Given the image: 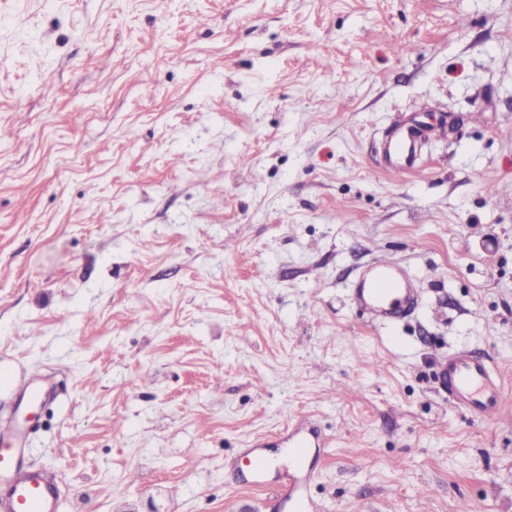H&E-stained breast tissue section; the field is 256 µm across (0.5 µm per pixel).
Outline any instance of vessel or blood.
<instances>
[{
	"label": "vessel or blood",
	"instance_id": "obj_1",
	"mask_svg": "<svg viewBox=\"0 0 512 512\" xmlns=\"http://www.w3.org/2000/svg\"><path fill=\"white\" fill-rule=\"evenodd\" d=\"M416 140L406 130H396L387 143V154L395 164H412ZM353 296L369 319L396 323L420 305V297L411 277L391 260L376 262L360 275ZM438 378L448 392L449 403L472 419L493 423L512 410V389L498 379L492 363L473 357L463 350L445 358ZM32 425H15L0 434V512H62L58 485L26 461V444ZM314 429L302 431L293 442L297 461L288 477L268 481L269 463L256 450H249L248 463L257 487L270 491L277 499L291 502L296 512H305L303 487L309 477L303 466L307 449L319 447Z\"/></svg>",
	"mask_w": 512,
	"mask_h": 512
}]
</instances>
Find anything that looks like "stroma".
<instances>
[{
    "label": "stroma",
    "mask_w": 512,
    "mask_h": 512,
    "mask_svg": "<svg viewBox=\"0 0 512 512\" xmlns=\"http://www.w3.org/2000/svg\"><path fill=\"white\" fill-rule=\"evenodd\" d=\"M383 257L394 326L352 295ZM461 348L512 389V0H0V369L55 385L0 423L63 512H285L242 450L286 469L302 419L309 512H512ZM415 151L416 138H413L412 134L403 129L396 130L387 143L389 160L400 165L396 169L411 165L415 160ZM353 296L371 321L383 324H395L420 305L412 278L391 260L376 262L362 272ZM494 363L458 350L445 358L438 378L448 391V402L472 419L493 423L512 406L510 388L504 386L493 369Z\"/></svg>",
    "instance_id": "35a3bbf8"
}]
</instances>
